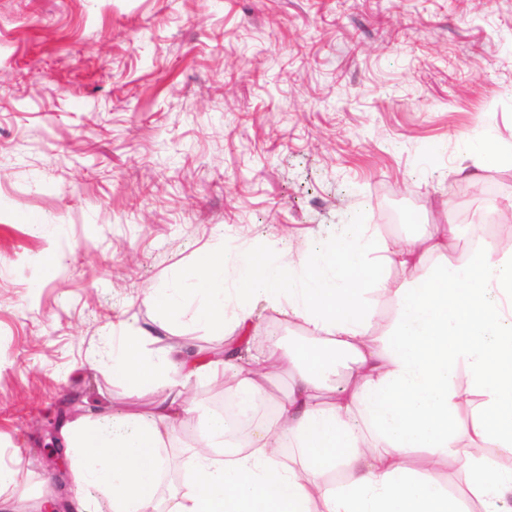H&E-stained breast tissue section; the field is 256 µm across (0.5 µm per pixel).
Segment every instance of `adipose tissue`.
<instances>
[{
	"label": "adipose tissue",
	"instance_id": "1",
	"mask_svg": "<svg viewBox=\"0 0 512 512\" xmlns=\"http://www.w3.org/2000/svg\"><path fill=\"white\" fill-rule=\"evenodd\" d=\"M444 237L431 234L399 244L373 225L347 224L313 254L285 250L239 257L233 276L224 259L205 252L201 272L172 278L148 297L171 318L190 317L214 334L244 329L257 306L282 310L302 322L310 349L271 344L248 369L235 359L201 361L194 354L145 352L136 337L112 351V372L132 392L188 375L230 373L243 409L266 396L271 368H288L287 396L274 416H258L246 447L228 451L233 427L223 414L202 422L210 452H190L191 479L166 512H512V467L489 462L512 455V250L476 247L458 263L430 273L429 253ZM405 271L390 281L389 267ZM392 298L390 327L370 333L371 296ZM350 360L335 399L316 394L338 358ZM477 398L468 423L458 408ZM179 392L155 401L150 416L108 411L78 417L62 429L70 465L83 493L72 512H97L95 492L111 493V512H153L165 448L184 414ZM294 449L287 461L273 446ZM419 461H411L413 451ZM453 456L465 489L455 495L436 478L435 459ZM346 471V482L323 478Z\"/></svg>",
	"mask_w": 512,
	"mask_h": 512
}]
</instances>
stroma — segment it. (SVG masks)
Here are the masks:
<instances>
[{
	"label": "stroma",
	"instance_id": "1",
	"mask_svg": "<svg viewBox=\"0 0 512 512\" xmlns=\"http://www.w3.org/2000/svg\"><path fill=\"white\" fill-rule=\"evenodd\" d=\"M466 141L512 148V0H0V497L53 501L35 429L68 393L144 416L167 393L114 378L113 337L218 359L226 337L145 301L204 249L230 274L391 212L399 243L456 225L429 267L484 244L512 162L464 163ZM254 322L245 354L301 347L283 313ZM172 379L181 472L226 381Z\"/></svg>",
	"mask_w": 512,
	"mask_h": 512
}]
</instances>
